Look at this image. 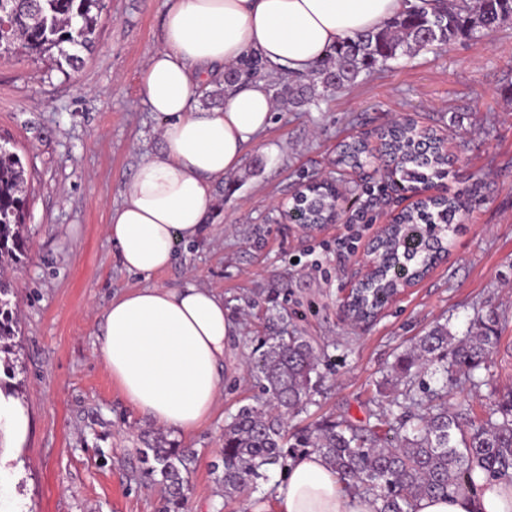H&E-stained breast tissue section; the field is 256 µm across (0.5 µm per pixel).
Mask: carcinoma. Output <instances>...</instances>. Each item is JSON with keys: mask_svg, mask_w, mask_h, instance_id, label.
Here are the masks:
<instances>
[{"mask_svg": "<svg viewBox=\"0 0 512 512\" xmlns=\"http://www.w3.org/2000/svg\"><path fill=\"white\" fill-rule=\"evenodd\" d=\"M103 0H0V57L24 51L50 56L75 66L74 49H90ZM512 16V0H410L407 9L385 27L340 42L317 63L305 81L282 78L274 83V99L288 108H301L354 83L361 73L380 63L412 55L429 46L497 27ZM264 65L250 56L244 69L223 75L232 85L242 76H259ZM440 136L412 123L393 125L383 134V151L396 162L404 181L431 182L445 174L448 156ZM366 144L355 139L345 144L337 164L363 166ZM26 170L16 152L0 145V363L11 368L18 318L5 309L1 297L11 292L10 275L27 253ZM336 207V190L327 182H311L292 198L282 218L291 224L326 223ZM466 208L460 193L443 199L420 201L402 211L386 232L380 250L382 268L365 292L369 308L384 305L407 280L423 276L437 250L448 240L431 242L422 225L434 221L451 224ZM499 318H478L465 336L436 327L400 356L396 371L409 376L434 367V384L420 381L400 390L392 385L388 408L366 425L326 421L294 435L284 443L288 415L311 400L319 376L318 356L305 337L281 330L262 342L254 361L262 396L241 406L224 425V497L254 488L274 465L285 466L287 451L309 448L321 454L340 476L347 490L372 495L377 512H414L421 497H437L448 489H474L473 474L487 480L512 479V390L478 413L468 402L450 403L454 387L467 383L479 388L476 375L500 341ZM156 466L169 487L174 510L184 500L179 466L186 454L160 439L149 446Z\"/></svg>", "mask_w": 512, "mask_h": 512, "instance_id": "cac0c4a2", "label": "carcinoma"}]
</instances>
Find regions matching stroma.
<instances>
[{
  "label": "stroma",
  "mask_w": 512,
  "mask_h": 512,
  "mask_svg": "<svg viewBox=\"0 0 512 512\" xmlns=\"http://www.w3.org/2000/svg\"><path fill=\"white\" fill-rule=\"evenodd\" d=\"M166 0H105L95 42L78 68L48 57L0 58V144L30 176L29 243L13 283L14 397L28 417L20 442L0 434V512H164L168 491L142 451L154 438L192 454L182 512H243L225 498L222 446L229 414L259 391L246 362L272 328L306 336L319 357L313 402L289 416L296 433L325 420L368 422L397 358L433 326L465 335L497 314L502 338L454 397L474 407L512 390V18L476 37L402 56L304 109L278 108L239 168L211 189L195 242L150 277L127 272L108 233L112 207L141 155L157 148L161 118L141 76L162 44ZM410 117L448 145L449 192L474 191L449 232L448 254L375 320L352 324L343 301L381 224L412 203L378 163L340 167L343 144L369 149ZM336 180L341 219L307 229L280 220L310 181ZM216 290L236 333L224 352L212 415L192 433L157 427L126 404L96 349L115 296L185 282Z\"/></svg>",
  "instance_id": "obj_1"
}]
</instances>
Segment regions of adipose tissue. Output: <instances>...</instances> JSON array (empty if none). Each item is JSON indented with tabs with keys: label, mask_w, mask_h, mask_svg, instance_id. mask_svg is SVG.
<instances>
[{
	"label": "adipose tissue",
	"mask_w": 512,
	"mask_h": 512,
	"mask_svg": "<svg viewBox=\"0 0 512 512\" xmlns=\"http://www.w3.org/2000/svg\"><path fill=\"white\" fill-rule=\"evenodd\" d=\"M163 40L142 75L149 111L163 117L158 149L122 184L107 225L125 269L151 275L176 260L175 239L193 241L214 183L236 170L275 111L265 78L224 88V107L197 105L216 67L248 56L267 75L310 74L343 39L377 30L405 0H167ZM97 352L125 401L157 426L191 432L213 412L224 350L235 324L214 290L192 283L147 286L106 306ZM471 491L418 501L416 512H512V482L474 476ZM276 512H375L371 496L347 492L322 456L290 461Z\"/></svg>",
	"instance_id": "ef3b65f1"
}]
</instances>
